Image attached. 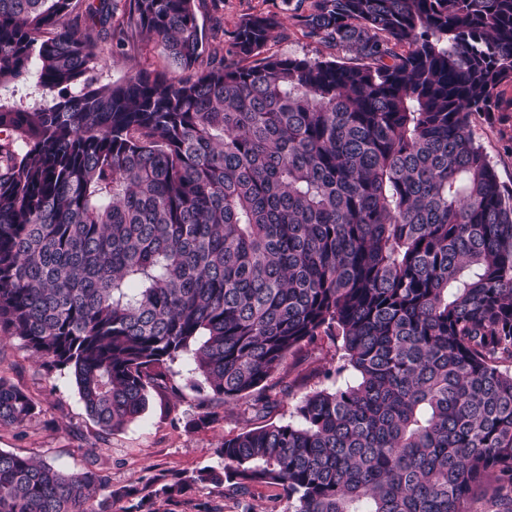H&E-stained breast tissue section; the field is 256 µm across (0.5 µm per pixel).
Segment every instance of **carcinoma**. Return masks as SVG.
I'll list each match as a JSON object with an SVG mask.
<instances>
[{"mask_svg":"<svg viewBox=\"0 0 512 512\" xmlns=\"http://www.w3.org/2000/svg\"><path fill=\"white\" fill-rule=\"evenodd\" d=\"M195 0H0V340L66 370L105 434L180 390L224 405L288 354L341 342L293 419L224 440L223 471L112 489L0 452V512H152L199 484L284 512H512V187L472 115L512 83V0H311L347 60L264 55L276 12L215 59ZM98 29L97 36L90 30ZM169 70L99 80L101 43ZM0 379V426L35 414ZM0 98L4 103L11 104L21 101L24 105H33L40 101V93L35 88L34 81L30 78L1 87Z\"/></svg>","mask_w":512,"mask_h":512,"instance_id":"cac0c4a2","label":"carcinoma"}]
</instances>
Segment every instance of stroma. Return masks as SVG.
Listing matches in <instances>:
<instances>
[{"instance_id":"stroma-1","label":"stroma","mask_w":512,"mask_h":512,"mask_svg":"<svg viewBox=\"0 0 512 512\" xmlns=\"http://www.w3.org/2000/svg\"><path fill=\"white\" fill-rule=\"evenodd\" d=\"M282 0H224L222 10H214L211 0H199L197 22L210 32L221 21L225 33H232L247 16L277 12ZM275 33L266 51L277 55H328L324 45L305 38L292 20ZM99 70L101 82H115L135 64L161 68L165 60L153 45L140 52L123 55L104 44ZM496 112L474 115L472 125L480 144L493 162L500 180L512 186V84L498 87ZM336 356V346L323 339L289 356L284 367L271 377L265 394L271 406L259 409L254 397L232 406L214 399L206 384L190 389L181 397L151 390L145 410L122 430L103 436L88 417L77 389L67 371L42 368L25 343L17 338L0 341V378L29 394L36 403L32 420L20 427H0V451L47 460L67 471L84 469L87 460H96L113 488L144 485L149 479L175 473L186 475L222 464L219 453L224 440L272 422L288 421L301 396L313 389L328 387L322 372ZM207 401L214 420L198 424V404ZM279 489L256 486L240 496L226 487L205 484L193 487L177 505L158 504V512H195L198 501L209 500L224 512H282Z\"/></svg>"}]
</instances>
